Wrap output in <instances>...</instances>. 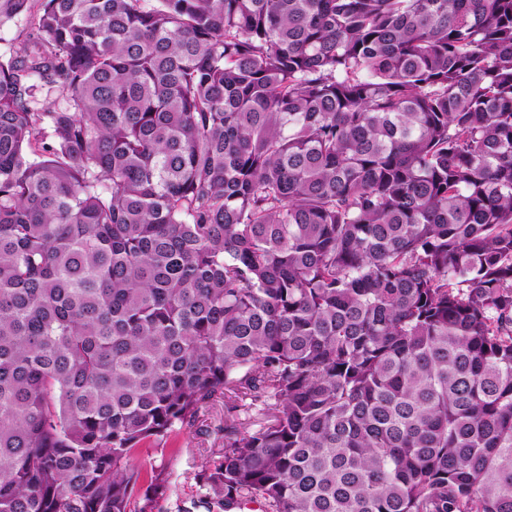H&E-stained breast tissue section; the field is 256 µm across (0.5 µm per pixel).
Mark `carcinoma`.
<instances>
[{
    "mask_svg": "<svg viewBox=\"0 0 512 512\" xmlns=\"http://www.w3.org/2000/svg\"><path fill=\"white\" fill-rule=\"evenodd\" d=\"M221 397L226 512H512V0H42L0 56V512H152Z\"/></svg>",
    "mask_w": 512,
    "mask_h": 512,
    "instance_id": "carcinoma-1",
    "label": "carcinoma"
}]
</instances>
